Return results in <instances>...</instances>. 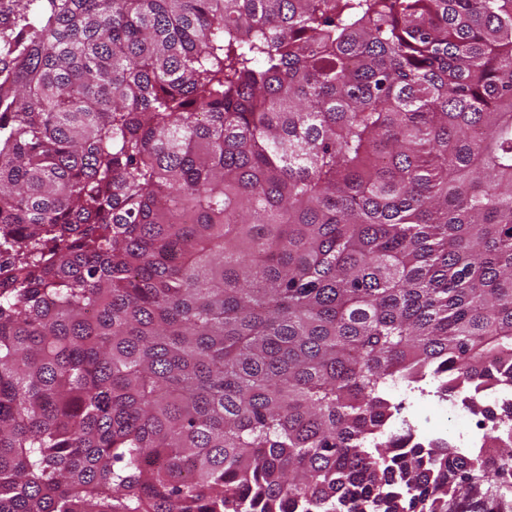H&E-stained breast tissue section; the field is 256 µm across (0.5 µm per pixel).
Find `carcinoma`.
<instances>
[{"mask_svg":"<svg viewBox=\"0 0 512 512\" xmlns=\"http://www.w3.org/2000/svg\"><path fill=\"white\" fill-rule=\"evenodd\" d=\"M0 53V512H448L389 386L512 384V0H28Z\"/></svg>","mask_w":512,"mask_h":512,"instance_id":"obj_1","label":"carcinoma"}]
</instances>
